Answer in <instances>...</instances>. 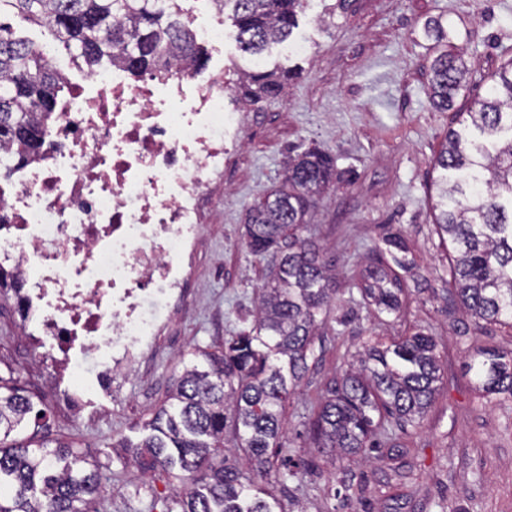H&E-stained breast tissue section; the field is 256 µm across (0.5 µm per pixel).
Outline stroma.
Here are the masks:
<instances>
[{
    "mask_svg": "<svg viewBox=\"0 0 512 512\" xmlns=\"http://www.w3.org/2000/svg\"><path fill=\"white\" fill-rule=\"evenodd\" d=\"M20 36L49 49L71 81L86 66L43 27L13 19ZM460 54L463 87L450 111L428 102L431 67L441 53ZM205 72L223 68L237 81L251 71L290 67L284 93L258 103L237 90L224 97L235 116L224 134V177L211 186L204 226L194 246L187 295L176 315L137 362L112 370V388L87 390L82 413L64 408L78 381L51 364L25 333L17 296L0 290V376L17 379L39 402L42 417L21 430L48 447L72 441L101 463L97 512H165L177 481L142 473L123 457L142 425L165 401L183 353L219 347L249 329L273 255L246 244L248 209L283 179L288 161L309 147L329 152L341 172L316 197L306 231L336 270L333 309L320 348L285 413L278 468L314 458L302 480L276 485L284 512H512V398L486 402L465 364L479 347L512 350V327L489 325L448 302V252L432 221L433 158L491 74L512 60V0H308L289 40L258 56L241 50L232 26L224 43L206 47ZM405 239L408 262L401 317L374 319L359 292L362 270L386 252V236ZM421 331L435 336L445 384L423 424L396 435L397 451L347 472L358 491L343 504L332 468L315 458L303 423L342 363L344 350L376 336ZM345 482V483H346Z\"/></svg>",
    "mask_w": 512,
    "mask_h": 512,
    "instance_id": "stroma-1",
    "label": "stroma"
}]
</instances>
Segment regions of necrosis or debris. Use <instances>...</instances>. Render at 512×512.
<instances>
[{
	"label": "necrosis or debris",
	"mask_w": 512,
	"mask_h": 512,
	"mask_svg": "<svg viewBox=\"0 0 512 512\" xmlns=\"http://www.w3.org/2000/svg\"><path fill=\"white\" fill-rule=\"evenodd\" d=\"M223 70L184 61L129 78L114 63L71 86L41 155L0 183V262L21 316L70 374L110 382L185 292L202 205L224 170Z\"/></svg>",
	"instance_id": "necrosis-or-debris-1"
}]
</instances>
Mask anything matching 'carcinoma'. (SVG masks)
<instances>
[{"label": "carcinoma", "mask_w": 512, "mask_h": 512, "mask_svg": "<svg viewBox=\"0 0 512 512\" xmlns=\"http://www.w3.org/2000/svg\"><path fill=\"white\" fill-rule=\"evenodd\" d=\"M231 10L243 51L262 54L288 39L305 0H222ZM10 12L48 28L89 69L119 56L137 77L173 56L206 65L194 31L176 0H0ZM430 105L448 110L462 88L465 66L445 52L432 66ZM290 73H253L240 80L255 101L280 95ZM63 76L43 49L0 22V147L22 164L38 155L57 109ZM434 167L441 184L433 204L438 234L451 244L448 301L488 324L512 321V68L499 71L489 95L456 113ZM336 176L334 158L308 149L288 165L282 187L250 207L247 246L278 255L250 329L221 350L196 349L168 400L144 423L146 436L126 452L145 473L160 469L179 480L178 512H282L268 488L284 447L286 403L309 371L317 332L334 300L331 264L300 231L314 196ZM405 289L396 271L374 264L362 276V296L379 315L399 317ZM468 370L487 399L512 397V351L494 345L475 353ZM442 380L435 339L415 332L375 338L343 356L306 422L318 454L356 463L394 439L392 426L418 425ZM34 410L32 397L0 377V512H91L99 490L98 460L71 443L50 449L10 439ZM244 460L224 455V435Z\"/></svg>", "instance_id": "1"}]
</instances>
